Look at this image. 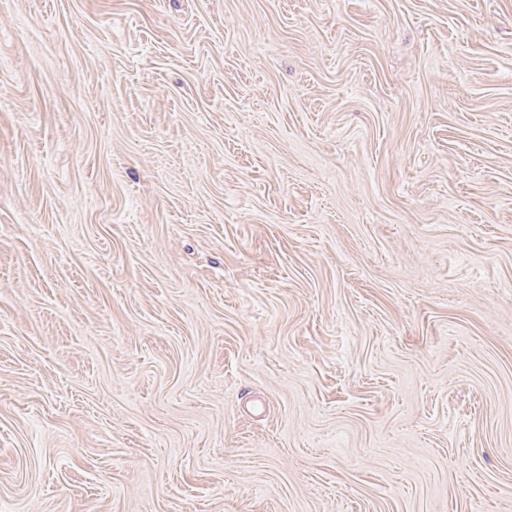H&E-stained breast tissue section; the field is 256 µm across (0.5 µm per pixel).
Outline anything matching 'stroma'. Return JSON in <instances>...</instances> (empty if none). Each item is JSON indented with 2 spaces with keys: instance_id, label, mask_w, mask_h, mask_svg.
I'll list each match as a JSON object with an SVG mask.
<instances>
[{
  "instance_id": "obj_1",
  "label": "stroma",
  "mask_w": 512,
  "mask_h": 512,
  "mask_svg": "<svg viewBox=\"0 0 512 512\" xmlns=\"http://www.w3.org/2000/svg\"><path fill=\"white\" fill-rule=\"evenodd\" d=\"M0 512H512V0H0Z\"/></svg>"
}]
</instances>
